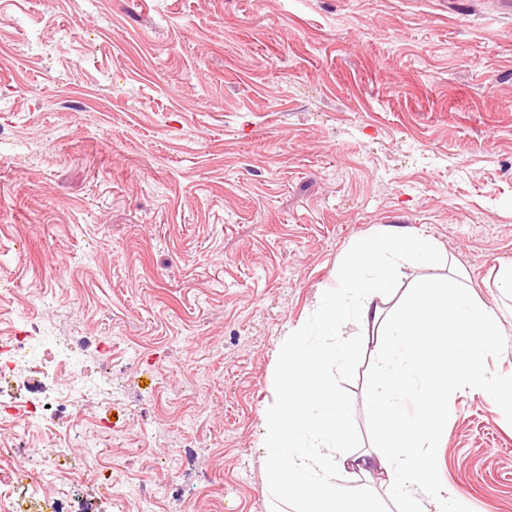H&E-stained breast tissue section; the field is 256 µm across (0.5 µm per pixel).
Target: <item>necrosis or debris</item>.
<instances>
[{
	"instance_id": "necrosis-or-debris-1",
	"label": "necrosis or debris",
	"mask_w": 512,
	"mask_h": 512,
	"mask_svg": "<svg viewBox=\"0 0 512 512\" xmlns=\"http://www.w3.org/2000/svg\"><path fill=\"white\" fill-rule=\"evenodd\" d=\"M47 337L37 329L9 325L0 329V375L22 371L31 378L51 383L44 396H5L0 394V448L9 453L28 456V448L17 443L20 434H36L53 447V455L44 457L32 469L12 470L0 467V512H19L17 502L25 496L53 508L58 495L69 493L75 484L58 465L73 439L85 437L94 448L97 464L109 462L106 449L98 445L103 430L84 407L89 400L111 403L117 398L112 382L104 372L112 366V352L100 349L98 360L102 374L84 367V352L73 340L56 341L54 351H47Z\"/></svg>"
}]
</instances>
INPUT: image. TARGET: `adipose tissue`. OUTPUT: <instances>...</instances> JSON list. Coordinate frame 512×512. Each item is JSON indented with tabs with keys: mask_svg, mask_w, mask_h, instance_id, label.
Instances as JSON below:
<instances>
[{
	"mask_svg": "<svg viewBox=\"0 0 512 512\" xmlns=\"http://www.w3.org/2000/svg\"><path fill=\"white\" fill-rule=\"evenodd\" d=\"M408 259L434 266L448 257L431 237L405 227L359 237L336 268V288L322 295L316 324L297 322L280 344V395L263 408L261 446L268 483L294 512H360L337 483L328 455L350 441L344 406L327 380L340 352L330 345L310 346L314 328L332 331L348 319L382 336L373 413L384 452L357 454L351 465L362 472L383 468L391 497L420 489L424 503L410 502L408 512H469L467 503L450 497L437 478L438 451L457 390L481 387L505 402L512 417V374L490 375L483 366L501 350V315L480 304L470 286L454 279H420L397 314L386 313L384 304L399 286ZM407 392L423 406L411 425L397 417Z\"/></svg>",
	"mask_w": 512,
	"mask_h": 512,
	"instance_id": "1",
	"label": "adipose tissue"
}]
</instances>
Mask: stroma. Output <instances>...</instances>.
Returning a JSON list of instances; mask_svg holds the SVG:
<instances>
[{"label": "stroma", "mask_w": 512, "mask_h": 512, "mask_svg": "<svg viewBox=\"0 0 512 512\" xmlns=\"http://www.w3.org/2000/svg\"><path fill=\"white\" fill-rule=\"evenodd\" d=\"M404 226L447 253L403 289L463 266L479 302L512 306V6L506 0H0V314L81 337L112 385L93 404L112 468L62 512L148 472L155 512H271L261 411L279 344L312 316L345 248ZM313 342L352 443L372 451L378 336ZM441 480L512 512V418L456 396ZM376 512L380 472L337 471Z\"/></svg>", "instance_id": "1"}]
</instances>
